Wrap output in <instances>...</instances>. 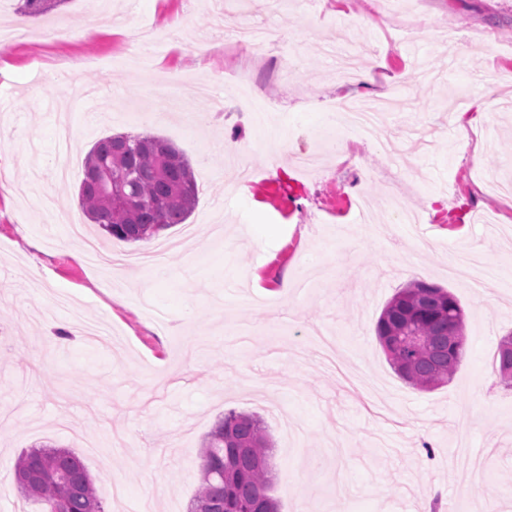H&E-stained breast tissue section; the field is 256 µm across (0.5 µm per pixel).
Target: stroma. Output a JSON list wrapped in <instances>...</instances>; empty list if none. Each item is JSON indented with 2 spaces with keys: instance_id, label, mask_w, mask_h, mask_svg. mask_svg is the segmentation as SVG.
I'll list each match as a JSON object with an SVG mask.
<instances>
[{
  "instance_id": "obj_1",
  "label": "stroma",
  "mask_w": 512,
  "mask_h": 512,
  "mask_svg": "<svg viewBox=\"0 0 512 512\" xmlns=\"http://www.w3.org/2000/svg\"><path fill=\"white\" fill-rule=\"evenodd\" d=\"M0 0V30L43 32L0 45V457L38 446L100 443L83 461L107 512H187L206 435L231 409L262 417L280 512H512V390L496 386L497 347L512 332V0H65L29 15ZM419 14L408 53L372 23L375 5ZM450 19L455 38L435 25ZM276 30L277 44L237 51L236 26ZM70 29L67 39L57 28ZM212 43L207 67L192 51ZM356 56L375 82L347 84ZM183 77L157 83L159 73ZM263 85L278 120L240 115L235 76ZM489 91L487 116L457 132L455 89ZM392 96L370 137L347 134L337 162L325 130L336 97ZM77 131L56 154L61 110ZM151 134L189 159L198 201L158 240L105 239L115 252L174 242L169 273L130 268L111 288L68 248L50 208L75 213L100 138ZM277 145L270 155L269 145ZM277 159V172L267 163ZM254 177L240 184L235 164ZM400 198L424 222L364 224ZM357 242L354 251L342 238ZM474 251L494 293L448 274V251ZM422 280L465 312L466 352L430 391L403 381L378 344L387 301ZM79 309L111 343L78 338L47 352V334ZM183 368L159 389L153 374Z\"/></svg>"
}]
</instances>
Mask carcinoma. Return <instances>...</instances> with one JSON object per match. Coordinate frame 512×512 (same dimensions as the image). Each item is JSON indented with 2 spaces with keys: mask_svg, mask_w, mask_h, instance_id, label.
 Returning <instances> with one entry per match:
<instances>
[{
  "mask_svg": "<svg viewBox=\"0 0 512 512\" xmlns=\"http://www.w3.org/2000/svg\"><path fill=\"white\" fill-rule=\"evenodd\" d=\"M63 0H22L20 9L40 14ZM134 202H112L107 185ZM78 197L101 231L127 242L149 241L194 210L198 185L194 171L172 143L150 135H110L85 157ZM377 339L394 370L420 390L448 382L461 363L466 344L450 336L464 332V311L447 289L413 281L383 308ZM512 353L498 348L500 383L512 389L506 362ZM271 444L261 420L231 410L209 432L201 456V480L188 512H279L267 469ZM24 497L45 512H105L83 461L74 452L42 446L23 451L14 465Z\"/></svg>",
  "mask_w": 512,
  "mask_h": 512,
  "instance_id": "cac0c4a2",
  "label": "carcinoma"
}]
</instances>
